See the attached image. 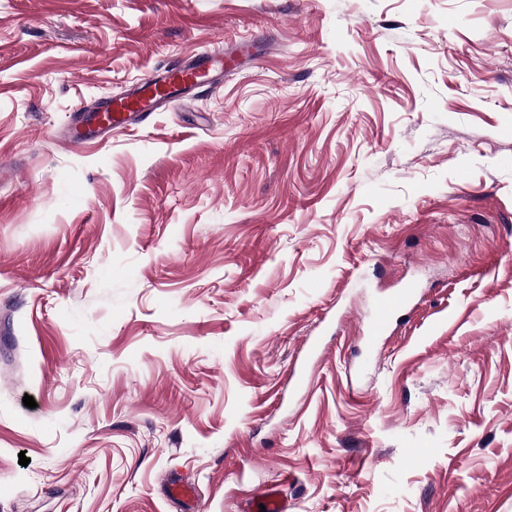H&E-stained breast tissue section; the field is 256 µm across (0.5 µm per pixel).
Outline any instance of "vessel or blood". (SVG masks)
<instances>
[{
    "label": "vessel or blood",
    "instance_id": "1",
    "mask_svg": "<svg viewBox=\"0 0 512 512\" xmlns=\"http://www.w3.org/2000/svg\"><path fill=\"white\" fill-rule=\"evenodd\" d=\"M225 53L213 49L198 55L195 61L149 76L140 87L111 102L95 114L96 132L106 136L112 130L124 127L132 119L148 118L151 112L170 105L198 82L224 76ZM417 294L414 286L396 293L378 296L373 311L363 324V336L369 345H377L385 335L395 313Z\"/></svg>",
    "mask_w": 512,
    "mask_h": 512
}]
</instances>
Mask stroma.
<instances>
[{
    "label": "stroma",
    "mask_w": 512,
    "mask_h": 512,
    "mask_svg": "<svg viewBox=\"0 0 512 512\" xmlns=\"http://www.w3.org/2000/svg\"><path fill=\"white\" fill-rule=\"evenodd\" d=\"M0 161V512H512V0H0ZM224 48L209 50L198 55L191 64L179 65L162 75L149 76L140 87L111 102L91 117L96 121V133L106 136L112 129L124 127L132 119H146L151 112L170 105L182 97L186 90L206 79H221L225 67ZM414 286L409 285L396 293H383L376 299L375 306L368 319L363 323L362 335L371 346L379 343L390 326L395 313L417 295Z\"/></svg>",
    "instance_id": "1"
}]
</instances>
